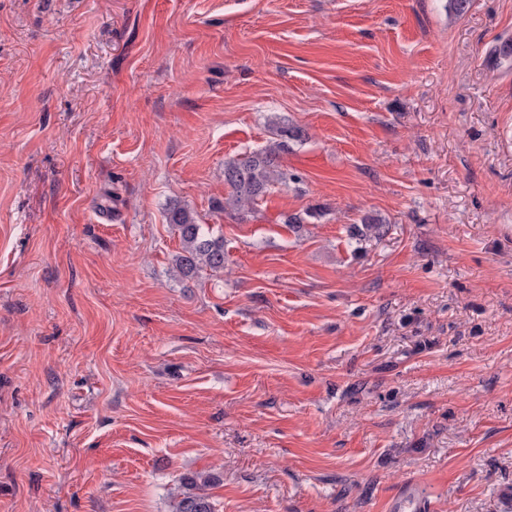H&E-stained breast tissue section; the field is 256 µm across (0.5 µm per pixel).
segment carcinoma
<instances>
[{
  "instance_id": "obj_1",
  "label": "carcinoma",
  "mask_w": 512,
  "mask_h": 512,
  "mask_svg": "<svg viewBox=\"0 0 512 512\" xmlns=\"http://www.w3.org/2000/svg\"><path fill=\"white\" fill-rule=\"evenodd\" d=\"M304 139L301 128L285 122L276 123L275 140L266 146L246 152L224 164V184L229 188L222 210L231 216L245 217L253 212L258 201L272 186L288 184V172L282 168V155L290 150V143ZM167 221L178 231L181 252L175 255L177 276L193 280L203 271L224 270V239L215 237L194 214L184 206L168 209ZM216 477L197 474L183 479V491L174 502V512H215L210 496L204 488Z\"/></svg>"
}]
</instances>
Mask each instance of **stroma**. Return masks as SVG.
<instances>
[{
  "instance_id": "obj_1",
  "label": "stroma",
  "mask_w": 512,
  "mask_h": 512,
  "mask_svg": "<svg viewBox=\"0 0 512 512\" xmlns=\"http://www.w3.org/2000/svg\"><path fill=\"white\" fill-rule=\"evenodd\" d=\"M507 44L512 0H0V512H512ZM275 135V140L266 146L225 162L224 184L229 191L221 207L224 213L243 218L253 212L272 186L288 184L281 158L290 150L291 142L304 139V132L289 123L277 122ZM168 224L178 231L181 252L175 255L174 267L182 280H194L203 271H224V239L214 237L199 224L194 214L184 206L173 205L168 209ZM216 477L197 474L183 479L184 490L174 502L173 512H215L210 496L204 493V488L215 482Z\"/></svg>"
}]
</instances>
